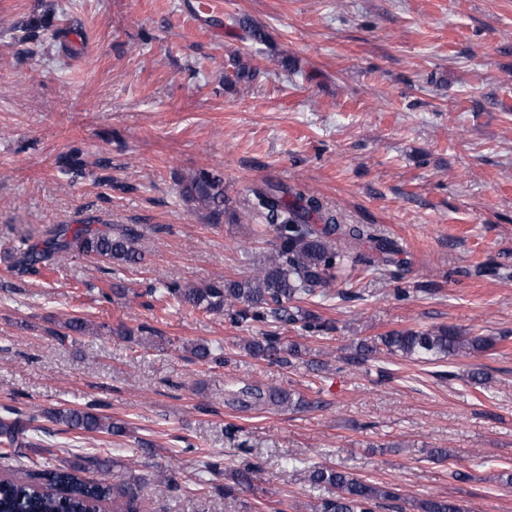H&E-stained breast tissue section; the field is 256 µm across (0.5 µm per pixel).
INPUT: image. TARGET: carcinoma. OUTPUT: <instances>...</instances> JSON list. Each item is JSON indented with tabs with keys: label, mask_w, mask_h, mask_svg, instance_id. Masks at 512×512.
<instances>
[{
	"label": "carcinoma",
	"mask_w": 512,
	"mask_h": 512,
	"mask_svg": "<svg viewBox=\"0 0 512 512\" xmlns=\"http://www.w3.org/2000/svg\"><path fill=\"white\" fill-rule=\"evenodd\" d=\"M18 41L34 43L47 31L65 44L67 29H56L47 18H33L18 24ZM60 171L66 175L83 173L80 152L71 151L58 158ZM183 196L207 211L208 220L221 224L227 214L224 178L201 170L183 183ZM250 215L260 216L265 227L275 234L271 256L251 276H233L204 286H181L162 283L159 293L181 305H189L209 313L227 312L236 323L267 324L279 322L305 333L329 329L321 316L303 307L305 303L330 296L329 288L344 276L351 265L368 268L390 267L400 253L398 243L367 224H343L335 210L299 186L265 183L251 190ZM139 231L129 224H107L87 217L75 224H55L37 234L19 238V246L11 255L10 270L22 277L53 271L74 254L91 256L109 264H133L139 260ZM369 244V251L351 256L349 247ZM60 336H78L87 331L81 317H71L63 324ZM494 341L483 336H465L446 326L429 329L393 331L356 347L349 363L360 365L373 357L380 347L418 362H438L463 354L488 349ZM246 351L271 363L288 364L300 359L305 348L286 337L273 333L253 336L245 343ZM230 401L241 407L271 403L288 407L294 403L310 404L279 390H264L244 385L231 390ZM0 417V458L15 461L24 458L21 449L30 448L32 434L50 433L42 426L32 427L22 414L6 407ZM52 423L70 430L127 434L121 421L99 413L96 409L59 408L45 413ZM45 456L29 460L22 477L0 479V512H102L111 500H121L117 512H144L141 505V479L130 478L112 483L107 460L89 455L77 461L60 460L52 448ZM260 472L256 463H248L235 471L229 481L218 487L224 499L235 501L240 490L252 485ZM310 483L328 489L329 495L315 505V512H375V509L400 500V494L388 487H378L352 474L313 464L308 470ZM418 512H463V508L441 498L422 500Z\"/></svg>",
	"instance_id": "obj_1"
}]
</instances>
